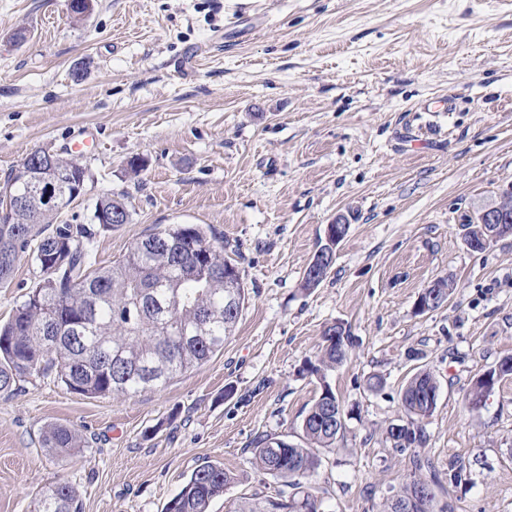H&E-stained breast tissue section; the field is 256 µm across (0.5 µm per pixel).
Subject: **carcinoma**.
I'll return each mask as SVG.
<instances>
[{
  "label": "carcinoma",
  "mask_w": 512,
  "mask_h": 512,
  "mask_svg": "<svg viewBox=\"0 0 512 512\" xmlns=\"http://www.w3.org/2000/svg\"><path fill=\"white\" fill-rule=\"evenodd\" d=\"M82 167L73 160L41 170L31 157L0 183V284L29 253L40 276L12 318L0 325V395L14 392L21 381L50 376L88 397L157 387L223 349L244 307L243 280L224 281L229 260L198 224L170 225L136 243L122 260L92 267L94 230L58 223L72 203ZM39 173L58 186L53 207L38 205L29 195V178ZM116 211L130 217L120 196H103L95 202L92 220L106 228ZM322 338L318 364L310 368L316 374L343 363L353 347L343 325L326 327ZM438 390L433 371L421 368L402 391L409 416L406 441H397L390 426L386 439L394 451L411 453L416 468L427 469L430 478H411L386 500L384 512H395L397 499L410 512H434L433 486L441 481L419 449L427 443L420 421L435 407L429 396ZM338 414L345 411L326 384L302 420L303 443L269 435L254 440L257 468L283 489L243 497L232 512H324L308 479L320 465V450L335 447ZM42 444L63 461L85 447V440L77 430L54 424L43 430ZM238 482L239 475L207 460L165 512H208L211 501ZM33 512H80V505L73 487L58 483L41 495Z\"/></svg>",
  "instance_id": "obj_1"
}]
</instances>
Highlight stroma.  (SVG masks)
Here are the masks:
<instances>
[{
    "label": "stroma",
    "mask_w": 512,
    "mask_h": 512,
    "mask_svg": "<svg viewBox=\"0 0 512 512\" xmlns=\"http://www.w3.org/2000/svg\"><path fill=\"white\" fill-rule=\"evenodd\" d=\"M92 3L78 21L65 0H0V180L37 150L77 158L92 180L62 221L91 223L110 193L130 213L96 229L95 266L166 225L200 224L248 298L223 349L164 387L88 398L32 378L0 395V512H31L60 480L82 512H165L206 460L240 477L209 507L229 512L278 489L251 443L300 442L326 385L351 415L313 489L325 512H380L415 471L385 430L407 421L399 393L417 363L439 380L422 453L440 473L454 458L467 468L439 506L512 512V377L481 405L468 395L512 356V237L474 252L462 231L512 187V0ZM432 98L449 112H424ZM340 214L335 263L304 289ZM439 278L454 285L447 303L416 313ZM35 283L23 257L0 285V323ZM337 321L356 346L322 378L310 365ZM374 374L382 391L367 387ZM51 424L87 442L62 465L41 443Z\"/></svg>",
    "instance_id": "obj_1"
}]
</instances>
